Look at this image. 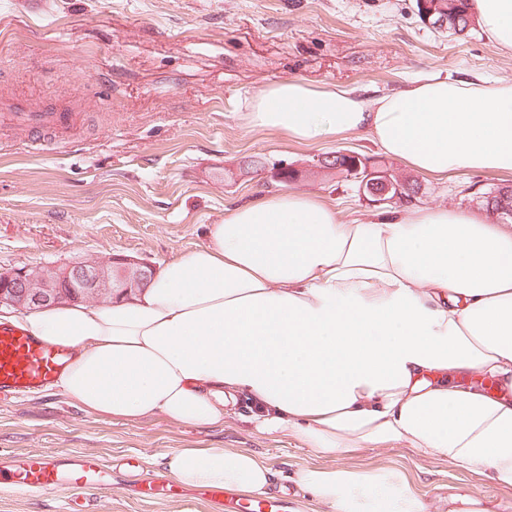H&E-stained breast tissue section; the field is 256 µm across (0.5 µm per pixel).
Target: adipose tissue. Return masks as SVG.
<instances>
[{"mask_svg":"<svg viewBox=\"0 0 512 512\" xmlns=\"http://www.w3.org/2000/svg\"><path fill=\"white\" fill-rule=\"evenodd\" d=\"M471 8L512 52V0ZM247 122L303 144L365 131L422 175L512 173L508 80L432 78L368 99L288 79ZM206 236L133 300L15 315L71 350L56 386L73 405L220 426L246 401L256 431L325 456L398 445L512 487V224L439 206L343 224L317 195L286 191ZM165 463L185 486L272 482L246 450L179 448ZM296 484L332 512H494L463 488L428 502L396 469L308 467Z\"/></svg>","mask_w":512,"mask_h":512,"instance_id":"obj_1","label":"adipose tissue"}]
</instances>
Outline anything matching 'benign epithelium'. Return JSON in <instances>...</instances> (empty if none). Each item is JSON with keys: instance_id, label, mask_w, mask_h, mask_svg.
<instances>
[{"instance_id": "7a95c632", "label": "benign epithelium", "mask_w": 512, "mask_h": 512, "mask_svg": "<svg viewBox=\"0 0 512 512\" xmlns=\"http://www.w3.org/2000/svg\"><path fill=\"white\" fill-rule=\"evenodd\" d=\"M351 174L360 195L380 206L404 199L405 183L350 152ZM157 273L146 259L114 254L104 260L74 262L64 267L22 266L0 270V308L24 309L132 299Z\"/></svg>"}]
</instances>
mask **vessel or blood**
Segmentation results:
<instances>
[{"instance_id": "1", "label": "vessel or blood", "mask_w": 512, "mask_h": 512, "mask_svg": "<svg viewBox=\"0 0 512 512\" xmlns=\"http://www.w3.org/2000/svg\"><path fill=\"white\" fill-rule=\"evenodd\" d=\"M72 122L73 114L66 108L36 109L16 98L0 99V130L19 126L34 135H63ZM70 358L68 350L48 346L19 326L0 323V401L52 386ZM111 477L110 465L92 454H25L0 460V490L45 493L67 487L90 491L109 486ZM206 496L224 512H288L286 500L266 492L239 502L225 501L217 489L207 491Z\"/></svg>"}]
</instances>
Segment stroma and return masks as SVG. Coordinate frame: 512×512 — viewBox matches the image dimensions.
<instances>
[{
    "label": "stroma",
    "instance_id": "stroma-1",
    "mask_svg": "<svg viewBox=\"0 0 512 512\" xmlns=\"http://www.w3.org/2000/svg\"><path fill=\"white\" fill-rule=\"evenodd\" d=\"M435 76L512 80V53L479 28L461 38L430 28L415 0H50L39 14L0 0V97L76 114L63 142L15 135L0 149V268L117 253L160 267L202 246L227 211L289 188L320 195L340 219L370 218L375 208L353 181L314 166L337 150L415 177L418 205L483 212L503 174L417 175L366 132L297 144L243 121L256 94L286 79L371 98ZM276 163L300 169V180L275 181ZM185 447L254 453L291 512H330L294 492L307 467L394 468L430 501L463 487L512 512V488L447 461L407 448L325 457L257 433L246 406L223 426L199 427L89 414L52 387L0 403V456L66 451L111 462L112 486L90 492L91 512H212L195 487L176 485L163 499L129 487L167 474L164 455ZM71 496L0 491V512H64Z\"/></svg>",
    "mask_w": 512,
    "mask_h": 512
}]
</instances>
